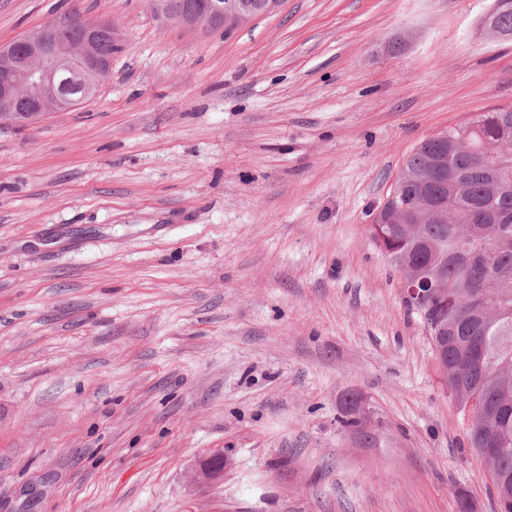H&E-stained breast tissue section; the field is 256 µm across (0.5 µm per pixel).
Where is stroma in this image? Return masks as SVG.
<instances>
[{"label": "stroma", "instance_id": "stroma-1", "mask_svg": "<svg viewBox=\"0 0 512 512\" xmlns=\"http://www.w3.org/2000/svg\"><path fill=\"white\" fill-rule=\"evenodd\" d=\"M493 0H0V44L111 21L98 93L0 124V512H493L371 238L412 151L512 106ZM382 425L340 426L344 394ZM214 482L190 476L213 452ZM259 10H250L242 4H227L216 2L213 9L200 12L188 6H174L171 9V16L182 24L195 25L206 23L211 26L218 22L224 21V31L232 30L248 22L249 20L271 13L278 5L280 0H261Z\"/></svg>", "mask_w": 512, "mask_h": 512}]
</instances>
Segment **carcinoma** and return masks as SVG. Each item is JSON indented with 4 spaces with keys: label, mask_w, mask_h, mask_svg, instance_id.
Segmentation results:
<instances>
[{
    "label": "carcinoma",
    "mask_w": 512,
    "mask_h": 512,
    "mask_svg": "<svg viewBox=\"0 0 512 512\" xmlns=\"http://www.w3.org/2000/svg\"><path fill=\"white\" fill-rule=\"evenodd\" d=\"M501 2L495 22L512 34V0ZM96 50L110 59L122 50L121 41L104 30L96 37ZM448 137L452 141L445 144L423 141L403 168L423 173L439 156L460 172L462 187L454 192L448 181L435 177L422 188L411 180L406 195L423 193L430 201L449 202L461 222L400 225L384 243L420 273L440 271L448 294L461 300L480 298L487 307L484 315L470 305L448 322V365L464 387L448 391L459 406L472 394L500 409L492 444L501 449L499 471L512 478V167L501 173L508 189L492 192V175L485 164L466 154L470 146L494 143L512 161V107L481 112L469 124L448 129Z\"/></svg>",
    "instance_id": "carcinoma-1"
}]
</instances>
